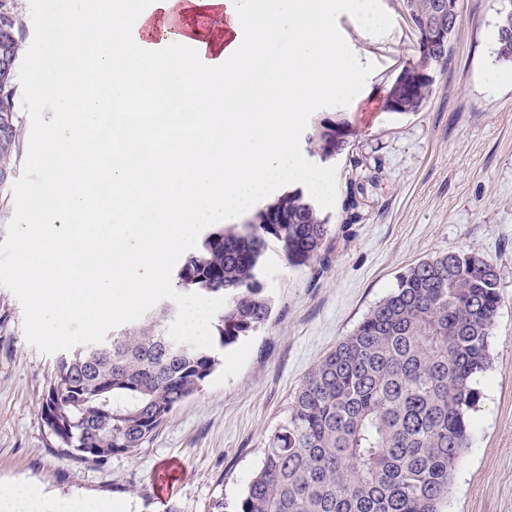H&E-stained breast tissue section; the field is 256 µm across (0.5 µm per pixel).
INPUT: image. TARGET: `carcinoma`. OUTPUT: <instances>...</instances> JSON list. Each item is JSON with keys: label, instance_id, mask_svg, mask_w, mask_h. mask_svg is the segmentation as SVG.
Listing matches in <instances>:
<instances>
[{"label": "carcinoma", "instance_id": "obj_1", "mask_svg": "<svg viewBox=\"0 0 512 512\" xmlns=\"http://www.w3.org/2000/svg\"><path fill=\"white\" fill-rule=\"evenodd\" d=\"M436 0H403L408 15ZM15 0H0V54L18 61ZM451 51L420 53L409 74L447 64ZM15 69L0 70V170L16 168ZM431 87L413 83L406 113ZM356 137L347 115L316 117L310 153L334 160ZM315 199L287 192L247 224H215L177 273L186 293L226 302L213 321L225 348L265 326L264 255L274 245L292 268L312 266L329 234ZM500 303L494 265L472 251H448L407 268L308 373L288 417L270 435L260 468L232 512H447L453 479L470 447L474 381L490 361ZM177 307L160 305L99 344L80 345L57 363L42 416L45 445L74 461L103 462L142 447L172 409L202 390L220 365L212 348L174 343Z\"/></svg>", "mask_w": 512, "mask_h": 512}]
</instances>
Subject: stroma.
<instances>
[{"label": "stroma", "mask_w": 512, "mask_h": 512, "mask_svg": "<svg viewBox=\"0 0 512 512\" xmlns=\"http://www.w3.org/2000/svg\"><path fill=\"white\" fill-rule=\"evenodd\" d=\"M373 2L383 29L360 30L346 7L333 19L364 73L354 94L317 106L346 113L359 131L348 153L325 164L334 186L316 198L330 218L320 262L297 270L277 250L266 253L270 321L221 350L202 391L176 405L142 448L80 463L45 447L42 407L59 357L28 344L22 306L0 287V484L66 503L121 499L128 512H212L215 500L233 503L310 369L410 264L464 248L494 264L501 301L448 512H512V63L499 59L495 44L503 4L459 0L447 66L437 69L422 110L397 115L380 102L413 59L416 36L402 0ZM353 156L363 159L362 173L352 170ZM355 177L363 198L351 224L344 203ZM174 463L182 478L159 496L153 475Z\"/></svg>", "instance_id": "obj_1"}]
</instances>
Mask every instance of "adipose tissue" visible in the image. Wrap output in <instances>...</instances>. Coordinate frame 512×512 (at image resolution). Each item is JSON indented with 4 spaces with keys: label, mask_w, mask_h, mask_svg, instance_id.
<instances>
[{
    "label": "adipose tissue",
    "mask_w": 512,
    "mask_h": 512,
    "mask_svg": "<svg viewBox=\"0 0 512 512\" xmlns=\"http://www.w3.org/2000/svg\"><path fill=\"white\" fill-rule=\"evenodd\" d=\"M334 0H141L128 13L99 0L62 21L47 91L59 117L41 147L49 184L21 227L16 264L38 323L67 316L100 326L167 288L172 250L198 225L249 213L282 183L329 192V172L296 149V114L357 90L362 67L332 34ZM190 17L189 30L171 19ZM262 17L259 26L250 21ZM182 68L176 117L156 111L151 78L172 55ZM118 103L109 111L103 97ZM112 132L99 164L91 131ZM224 147L210 145L212 130Z\"/></svg>",
    "instance_id": "ef3b65f1"
}]
</instances>
